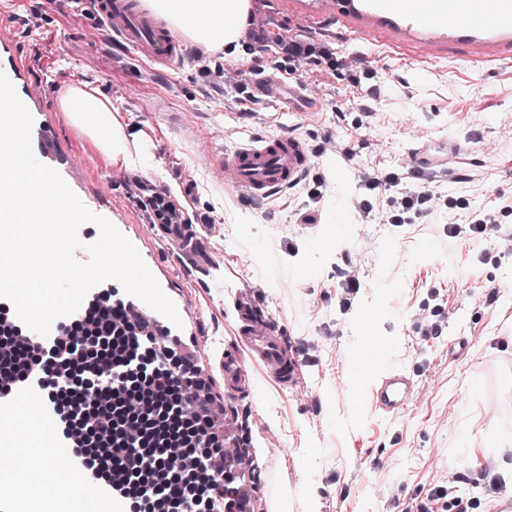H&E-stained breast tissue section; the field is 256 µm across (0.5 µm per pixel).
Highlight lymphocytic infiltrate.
<instances>
[{"mask_svg": "<svg viewBox=\"0 0 512 512\" xmlns=\"http://www.w3.org/2000/svg\"><path fill=\"white\" fill-rule=\"evenodd\" d=\"M243 59L279 55L289 72L309 58L335 67V52L311 37H284L252 25L239 40ZM442 202L432 191H400L386 216L392 224H413ZM92 311L58 322L50 343L32 345L20 326L0 319V405L11 404L30 374H39L58 418L69 453L82 457L96 481L111 485L124 512H246L247 500L234 468L245 449L227 453L204 411L206 386L192 361L162 351L152 333L132 321L127 302L103 288ZM497 463L486 459L468 475H443L415 512L452 508L447 491L458 484L501 491Z\"/></svg>", "mask_w": 512, "mask_h": 512, "instance_id": "f902f5d3", "label": "lymphocytic infiltrate"}]
</instances>
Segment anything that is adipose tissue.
I'll use <instances>...</instances> for the list:
<instances>
[{"instance_id":"ef3b65f1","label":"adipose tissue","mask_w":512,"mask_h":512,"mask_svg":"<svg viewBox=\"0 0 512 512\" xmlns=\"http://www.w3.org/2000/svg\"><path fill=\"white\" fill-rule=\"evenodd\" d=\"M168 26L221 49L238 41L250 21L248 0H144ZM71 122L94 140L113 163L128 164L135 134L116 126L113 108L90 83L68 88L59 101ZM8 476L20 494V512H94L84 493L57 485L47 448L32 440L31 449L0 459V476Z\"/></svg>"}]
</instances>
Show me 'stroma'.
<instances>
[{
	"mask_svg": "<svg viewBox=\"0 0 512 512\" xmlns=\"http://www.w3.org/2000/svg\"><path fill=\"white\" fill-rule=\"evenodd\" d=\"M91 0L66 13L54 0H17L0 9V29L10 32L27 64L26 83L44 112L55 119L63 150L80 169L79 198L103 202L113 220L125 221L126 237L162 284L189 308L191 325L172 340L177 354H197L198 370L214 397L213 413L228 447L248 432L253 448L268 449L292 491L290 512H307L303 490L313 486L320 512H396L426 497L437 474L477 470L496 452L512 448V256H500L502 226L467 241L447 227L470 213L512 206V57L493 64L454 48L435 58H399L376 49L352 60L345 30L315 26L290 14L284 0H251L250 11L277 24L282 35L302 34L336 47L342 65L332 71L314 61L299 69L302 87L319 84L320 112L282 114L272 104H227L223 85L208 88L191 53L163 67L136 56L112 39L95 19ZM50 23H43L41 15ZM71 75L92 81L112 104L118 121L138 134L133 154L149 153L146 168L112 164L98 145L74 126L58 104L55 84ZM288 128L305 139L312 173L324 184L317 207L321 222L301 229L294 211L309 198L303 182L261 199L245 200L225 182V149L251 135ZM453 137L465 147L452 175H433L430 190L465 198V210L442 209L421 224L357 223L348 216L347 237L329 239L338 199L360 197L364 176L403 174L413 191L406 157L417 145ZM353 148L352 159L336 151ZM347 175L336 178V168ZM170 187L175 203L198 224L211 268L178 265L158 241L159 231L137 205L136 178ZM363 254L365 278L350 310L336 301L335 251ZM254 288L260 311L287 336L299 379L284 387L262 365L246 362L245 396H231L217 370L212 337L239 344L234 298ZM495 291L492 304L473 308L464 289ZM427 300L447 313L445 336L423 340L413 316ZM377 302L375 331L390 337L388 356L369 372L393 367L412 371L419 397L411 414L383 418L368 391L349 384L345 359L353 348L361 307ZM464 336L466 349L452 353L448 339ZM484 389L472 391L473 379ZM497 414H487L489 403Z\"/></svg>",
	"mask_w": 512,
	"mask_h": 512,
	"instance_id": "stroma-1",
	"label": "stroma"
}]
</instances>
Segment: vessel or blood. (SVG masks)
Returning <instances> with one entry per match:
<instances>
[{
  "label": "vessel or blood",
  "mask_w": 512,
  "mask_h": 512,
  "mask_svg": "<svg viewBox=\"0 0 512 512\" xmlns=\"http://www.w3.org/2000/svg\"><path fill=\"white\" fill-rule=\"evenodd\" d=\"M288 6L321 24L342 23L366 43L388 47L401 56L440 54L455 44L469 47L481 59L512 51V0H289ZM96 8L108 32L138 56L165 66L183 56L182 40L172 29L159 25L138 0H96ZM31 115L35 157L56 170L67 185H74V164L60 148L55 123L41 110H32ZM460 151V145L449 139L425 143L411 151L409 165L415 172L444 174L449 160ZM310 161L309 146L290 131L251 136L225 151L224 178L241 187L248 199H261L296 182ZM163 231L166 238L176 242L180 260L201 259L202 241L186 225L168 224ZM255 302L252 292L237 295L244 351L219 359L224 386L232 394L245 393V363L249 360L263 363L284 385L294 384L299 376L297 363L285 355L281 329L270 318L253 317ZM375 316L372 307L362 312L365 329L345 363L356 390L361 387L366 367L390 347L386 337L373 332ZM370 390L375 410L386 417L409 413L415 400L414 380L402 367L372 379ZM284 494L282 483L265 480L261 495L264 512H281Z\"/></svg>",
  "instance_id": "vessel-or-blood-1"
}]
</instances>
